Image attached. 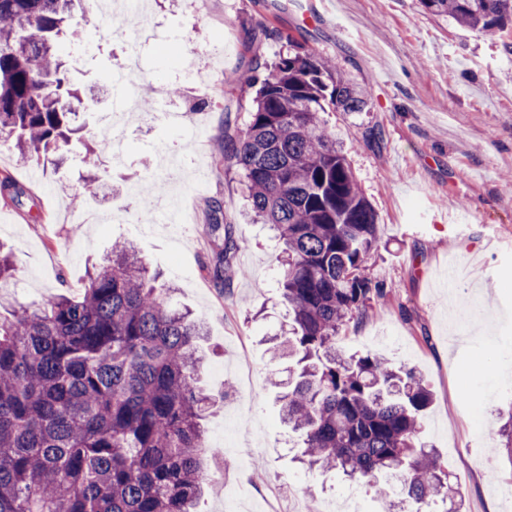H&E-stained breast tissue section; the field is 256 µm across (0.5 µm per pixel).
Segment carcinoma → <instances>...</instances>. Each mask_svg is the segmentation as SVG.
<instances>
[{"instance_id": "obj_1", "label": "carcinoma", "mask_w": 512, "mask_h": 512, "mask_svg": "<svg viewBox=\"0 0 512 512\" xmlns=\"http://www.w3.org/2000/svg\"><path fill=\"white\" fill-rule=\"evenodd\" d=\"M425 11L489 36L512 26V0H419ZM74 0H0V139L23 162L56 154L84 109L55 56ZM287 53L256 64L251 120L224 142L252 210L282 243L288 332L273 356L292 363L281 409L308 469L372 485L384 512H463L464 494L421 441L431 394L414 370L336 342L360 325L384 285L366 273L377 215L324 114L362 112L363 89L291 33ZM0 193L22 188L7 172ZM216 271L233 267L230 225ZM128 241L87 273L80 296L50 294L34 311L0 313V512H197L218 449L202 425L204 326ZM498 434L512 464V415Z\"/></svg>"}]
</instances>
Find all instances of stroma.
<instances>
[{
  "instance_id": "stroma-1",
  "label": "stroma",
  "mask_w": 512,
  "mask_h": 512,
  "mask_svg": "<svg viewBox=\"0 0 512 512\" xmlns=\"http://www.w3.org/2000/svg\"><path fill=\"white\" fill-rule=\"evenodd\" d=\"M302 0H151L155 35L141 46V70L121 83L124 52L112 41L115 18L87 24L73 9L74 38L58 53L97 122L128 94L153 86L152 105L131 119L125 160L110 167L96 195L83 193L78 148L64 164L32 181L12 145L0 142V170L23 188L0 199V247L14 280L0 306L27 307L51 293L79 295L86 271L113 239L132 241L164 282L174 303L192 309L207 328L203 380L217 403L206 422L223 485H206L200 512H380L374 488L338 472H310L296 460L294 435L281 419L268 339L287 322L277 283L280 246L249 213L241 170L224 159V138L250 121L252 91L240 83L257 61H272L285 44L264 27L291 33L363 86L364 112H332L342 144L380 224V243L367 263L385 299L360 326L338 339L348 354L371 353L412 367L432 403L423 439L465 494V512H512L495 493L512 484V463L491 457L497 434L472 430L475 416L496 421L512 407V356L489 360L487 338L512 342V29L488 37L426 13L419 0H316L324 21L306 19ZM196 71L187 82V68ZM207 135L192 146L174 131L167 109ZM380 141L368 139L371 129ZM145 181L149 199L179 197L178 230L152 225L153 211L129 198ZM201 186L184 193V182ZM64 190H57V183ZM80 206H73V197ZM220 205L238 244L243 277L231 286L212 274L222 240L209 230ZM81 233H74V225Z\"/></svg>"
}]
</instances>
